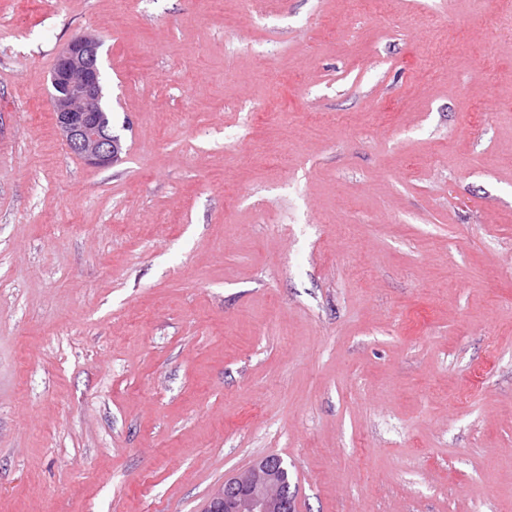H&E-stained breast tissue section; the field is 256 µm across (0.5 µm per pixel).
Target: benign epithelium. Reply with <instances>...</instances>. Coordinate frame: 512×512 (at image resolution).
Here are the masks:
<instances>
[{"mask_svg": "<svg viewBox=\"0 0 512 512\" xmlns=\"http://www.w3.org/2000/svg\"><path fill=\"white\" fill-rule=\"evenodd\" d=\"M98 47L90 36L71 41L56 60L51 85L54 124L65 143L87 165L105 168L120 160L122 144L95 107L102 96ZM204 512H293L288 466L267 457L238 472L212 492Z\"/></svg>", "mask_w": 512, "mask_h": 512, "instance_id": "7a95c632", "label": "benign epithelium"}]
</instances>
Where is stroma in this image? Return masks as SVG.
<instances>
[{
	"instance_id": "stroma-1",
	"label": "stroma",
	"mask_w": 512,
	"mask_h": 512,
	"mask_svg": "<svg viewBox=\"0 0 512 512\" xmlns=\"http://www.w3.org/2000/svg\"><path fill=\"white\" fill-rule=\"evenodd\" d=\"M271 455L296 512H512V0H0V512ZM98 47L90 36L72 40L56 60L51 85L54 124L65 143L88 166L105 168L120 160L122 144L95 107L102 96Z\"/></svg>"
}]
</instances>
